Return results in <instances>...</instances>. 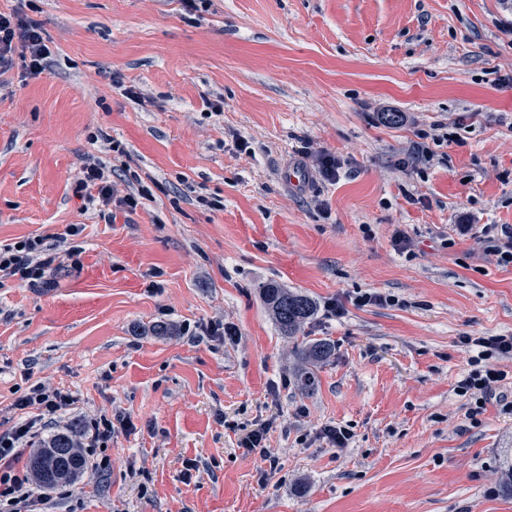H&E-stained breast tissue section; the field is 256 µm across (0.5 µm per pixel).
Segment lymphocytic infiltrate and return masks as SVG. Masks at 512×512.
<instances>
[{
	"label": "lymphocytic infiltrate",
	"mask_w": 512,
	"mask_h": 512,
	"mask_svg": "<svg viewBox=\"0 0 512 512\" xmlns=\"http://www.w3.org/2000/svg\"><path fill=\"white\" fill-rule=\"evenodd\" d=\"M49 57L46 35L39 23L12 13H0V75L9 71L18 59L26 75L39 76L46 70ZM79 254V249L73 247L58 254L44 237H27L18 245L0 247V279L14 278L32 288H46L50 285L46 273L59 256L71 259ZM459 342L472 352L471 370L458 386L459 394L467 397L471 405V416L480 415L484 403L494 398L504 413L512 414V400L496 395L511 376L501 369L499 362L512 356V336H463ZM73 402L72 395L41 385L15 400L13 407L20 411V420L0 429V512H45L52 496L70 497V489L63 485H48L42 492H35L34 476L29 469L21 467L19 451L42 446L47 428ZM117 426L130 430L134 424L127 417L115 423L106 416H96L90 418L79 435L83 457L97 474H106L109 469L108 461L98 458L97 450L111 441Z\"/></svg>",
	"instance_id": "obj_1"
}]
</instances>
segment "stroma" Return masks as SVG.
Listing matches in <instances>:
<instances>
[{"label":"stroma","mask_w":512,"mask_h":512,"mask_svg":"<svg viewBox=\"0 0 512 512\" xmlns=\"http://www.w3.org/2000/svg\"><path fill=\"white\" fill-rule=\"evenodd\" d=\"M14 11L53 65L0 77V245L75 224L81 255L50 288L0 284V420L42 384L76 399L59 431L135 425L48 512H512V415L492 400L472 424L457 389L460 337L512 334V266L485 252L512 226V0H0ZM436 127L453 141L415 162ZM90 157L109 204L72 192ZM271 282L311 297L300 333L335 346L312 392ZM212 322L237 336L193 335ZM264 421L269 463L239 446Z\"/></svg>","instance_id":"35a3bbf8"}]
</instances>
